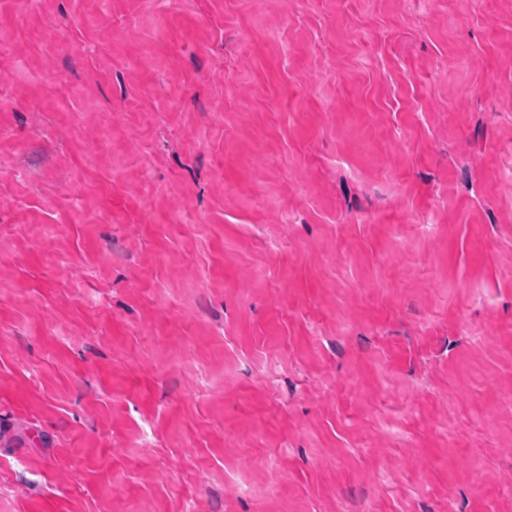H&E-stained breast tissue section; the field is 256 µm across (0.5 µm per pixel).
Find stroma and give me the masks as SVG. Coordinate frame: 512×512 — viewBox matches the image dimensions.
<instances>
[{
    "label": "stroma",
    "mask_w": 512,
    "mask_h": 512,
    "mask_svg": "<svg viewBox=\"0 0 512 512\" xmlns=\"http://www.w3.org/2000/svg\"><path fill=\"white\" fill-rule=\"evenodd\" d=\"M0 512H512V0H0Z\"/></svg>",
    "instance_id": "1"
}]
</instances>
